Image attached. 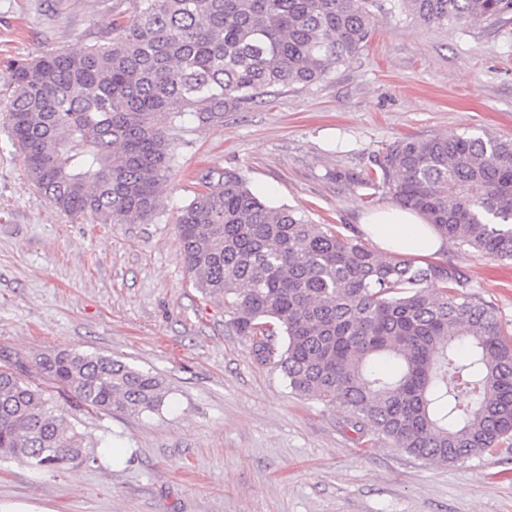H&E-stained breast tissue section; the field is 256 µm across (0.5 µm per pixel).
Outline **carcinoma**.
Returning a JSON list of instances; mask_svg holds the SVG:
<instances>
[{
    "label": "carcinoma",
    "instance_id": "carcinoma-1",
    "mask_svg": "<svg viewBox=\"0 0 512 512\" xmlns=\"http://www.w3.org/2000/svg\"><path fill=\"white\" fill-rule=\"evenodd\" d=\"M384 8L426 26L512 21V0H137L112 36L9 64V137L57 210L136 224L159 207L177 164L168 130L186 114L209 124L326 81L362 55ZM213 181L178 211L185 267L295 395L440 464L512 440V342L468 279L270 206L238 170ZM363 181L459 248L512 260L511 138H404ZM35 366L34 379L0 367V458L39 470L97 461L56 398L139 415L166 396L158 373L110 356L57 350Z\"/></svg>",
    "mask_w": 512,
    "mask_h": 512
}]
</instances>
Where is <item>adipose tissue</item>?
I'll return each mask as SVG.
<instances>
[{
  "instance_id": "1",
  "label": "adipose tissue",
  "mask_w": 512,
  "mask_h": 512,
  "mask_svg": "<svg viewBox=\"0 0 512 512\" xmlns=\"http://www.w3.org/2000/svg\"><path fill=\"white\" fill-rule=\"evenodd\" d=\"M363 227L384 249L410 257H434L444 245L416 213L397 206L376 211L365 218Z\"/></svg>"
}]
</instances>
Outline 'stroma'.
Masks as SVG:
<instances>
[{
	"instance_id": "35a3bbf8",
	"label": "stroma",
	"mask_w": 512,
	"mask_h": 512,
	"mask_svg": "<svg viewBox=\"0 0 512 512\" xmlns=\"http://www.w3.org/2000/svg\"><path fill=\"white\" fill-rule=\"evenodd\" d=\"M134 0H0V366L66 349L160 374L159 412L66 415L99 461L59 472L0 460V512H512V453L429 462L365 439L344 408L296 396L254 359L222 298L193 284L175 224L208 171L236 169L273 206L361 236L393 205L364 184L405 137H512V23L425 26L382 13L367 49L316 86L280 87L172 134L157 212L100 224L56 210L7 127V60L76 49ZM438 263L492 305L512 339V261L446 242Z\"/></svg>"
}]
</instances>
